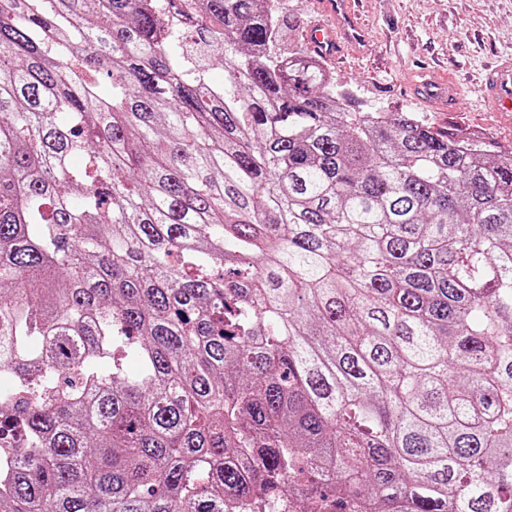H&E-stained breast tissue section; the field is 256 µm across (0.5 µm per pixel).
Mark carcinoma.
Wrapping results in <instances>:
<instances>
[{"label": "carcinoma", "instance_id": "obj_1", "mask_svg": "<svg viewBox=\"0 0 512 512\" xmlns=\"http://www.w3.org/2000/svg\"><path fill=\"white\" fill-rule=\"evenodd\" d=\"M280 28L0 0V512H512V151ZM185 36L187 42L190 44L192 51L190 54V62L194 63L195 65H201L210 68L209 69V76L211 79L215 82H221L224 80V69L218 65L215 64L214 66L211 65V62L209 61V58L207 55L203 52V50L200 48V46H197L195 44L197 42L196 34L191 29L185 30ZM201 49V50H200Z\"/></svg>", "mask_w": 512, "mask_h": 512}]
</instances>
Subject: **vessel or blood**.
Segmentation results:
<instances>
[{"label": "vessel or blood", "mask_w": 512, "mask_h": 512, "mask_svg": "<svg viewBox=\"0 0 512 512\" xmlns=\"http://www.w3.org/2000/svg\"><path fill=\"white\" fill-rule=\"evenodd\" d=\"M322 21L311 27L307 39L315 54L322 58L336 56L342 43L363 47L366 35L356 20L350 0H322ZM486 111L497 113L503 121H512V54L501 56L482 76ZM412 96L429 104L456 105L461 88L453 76L427 75L411 87Z\"/></svg>", "instance_id": "1"}]
</instances>
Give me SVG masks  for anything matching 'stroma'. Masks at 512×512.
Returning a JSON list of instances; mask_svg holds the SVG:
<instances>
[{
  "mask_svg": "<svg viewBox=\"0 0 512 512\" xmlns=\"http://www.w3.org/2000/svg\"><path fill=\"white\" fill-rule=\"evenodd\" d=\"M358 8L367 51L342 45L325 66L348 81L362 110L411 112L436 129L479 133L496 149H512V125L482 111L475 93L483 69L512 52V0H359ZM278 13L285 20L281 47H305V28L320 18L317 0H280ZM425 70L449 72L463 84L455 111H436L410 95L411 81Z\"/></svg>",
  "mask_w": 512,
  "mask_h": 512,
  "instance_id": "1",
  "label": "stroma"
}]
</instances>
